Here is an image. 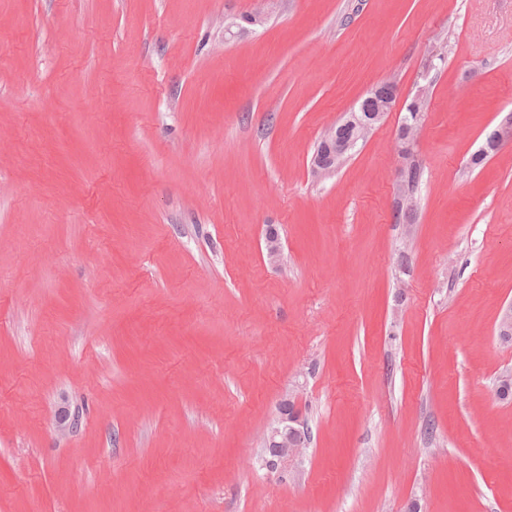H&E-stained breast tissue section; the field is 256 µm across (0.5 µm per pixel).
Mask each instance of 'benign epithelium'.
<instances>
[{"label": "benign epithelium", "mask_w": 512, "mask_h": 512, "mask_svg": "<svg viewBox=\"0 0 512 512\" xmlns=\"http://www.w3.org/2000/svg\"><path fill=\"white\" fill-rule=\"evenodd\" d=\"M429 87L421 86L412 98L411 109L415 112L414 122H401L397 140L399 154L414 153L417 134L421 126L423 105ZM398 97L397 86L392 81H381L370 88L351 111L322 138L321 146L313 155L312 172L323 178L336 172L343 165L348 154L392 111ZM512 138V116L506 115L500 125L486 138L481 153L497 149ZM266 256L270 263L278 262L282 254V243L272 230L265 235ZM499 335L512 339V304L502 308L499 315ZM300 395L289 392L279 406V417L264 436L260 457L263 465L278 473L283 480L298 475L296 470L310 443V430L302 413L298 412Z\"/></svg>", "instance_id": "1"}]
</instances>
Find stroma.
I'll return each instance as SVG.
<instances>
[{
	"label": "stroma",
	"instance_id": "35a3bbf8",
	"mask_svg": "<svg viewBox=\"0 0 512 512\" xmlns=\"http://www.w3.org/2000/svg\"><path fill=\"white\" fill-rule=\"evenodd\" d=\"M510 113L512 0H0V512H512ZM398 97L392 81H381L370 88L350 112L322 138L313 155L312 172L323 178L336 172L348 154L392 111ZM428 86H421L412 98L411 109L415 112L413 123L401 122L397 140L399 144V154L406 156L414 153V146L417 142V134L421 126L423 105L428 96ZM300 395L291 391L279 406V417L264 436L260 457L263 465L282 480L295 478L296 470L310 443L306 419L298 412Z\"/></svg>",
	"mask_w": 512,
	"mask_h": 512
}]
</instances>
